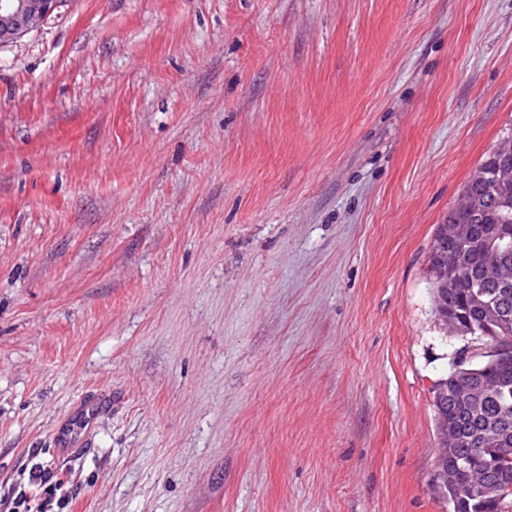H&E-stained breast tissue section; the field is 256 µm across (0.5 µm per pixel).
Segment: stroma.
<instances>
[{"mask_svg":"<svg viewBox=\"0 0 512 512\" xmlns=\"http://www.w3.org/2000/svg\"><path fill=\"white\" fill-rule=\"evenodd\" d=\"M512 0H60L0 45V512H448L437 224ZM31 477L32 484L38 493L34 497L21 496L15 502L16 511L14 512H47L46 508L52 506L58 491L62 488L61 482L55 478L54 474L44 468L35 469Z\"/></svg>","mask_w":512,"mask_h":512,"instance_id":"1","label":"stroma"}]
</instances>
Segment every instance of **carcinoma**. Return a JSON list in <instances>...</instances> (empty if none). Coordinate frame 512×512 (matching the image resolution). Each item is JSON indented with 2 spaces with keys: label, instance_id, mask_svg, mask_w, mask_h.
<instances>
[{
  "label": "carcinoma",
  "instance_id": "cac0c4a2",
  "mask_svg": "<svg viewBox=\"0 0 512 512\" xmlns=\"http://www.w3.org/2000/svg\"><path fill=\"white\" fill-rule=\"evenodd\" d=\"M502 163L490 152L464 185L468 206L452 207L438 225L431 255L461 268L448 289V328L482 340L488 351L453 361L434 385L436 417L448 418L436 480L450 512H512V287L496 271L512 250V183L494 187Z\"/></svg>",
  "mask_w": 512,
  "mask_h": 512
}]
</instances>
